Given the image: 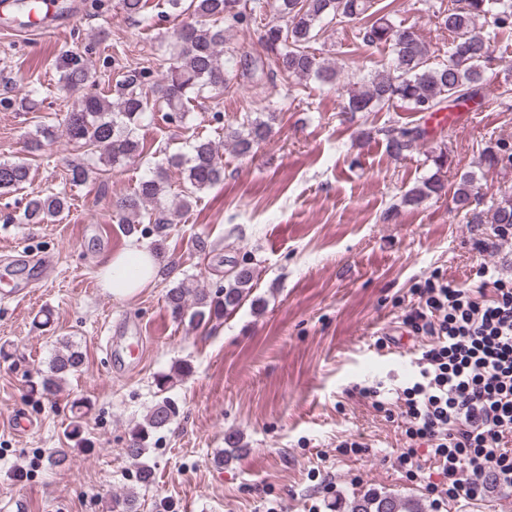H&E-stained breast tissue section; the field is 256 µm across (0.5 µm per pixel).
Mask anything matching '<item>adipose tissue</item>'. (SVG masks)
I'll return each mask as SVG.
<instances>
[{"instance_id": "adipose-tissue-1", "label": "adipose tissue", "mask_w": 512, "mask_h": 512, "mask_svg": "<svg viewBox=\"0 0 512 512\" xmlns=\"http://www.w3.org/2000/svg\"><path fill=\"white\" fill-rule=\"evenodd\" d=\"M157 271L155 254L146 246L136 244L102 259L98 265V279L101 287L114 299L125 300L151 284Z\"/></svg>"}]
</instances>
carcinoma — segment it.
<instances>
[{
    "instance_id": "obj_1",
    "label": "carcinoma",
    "mask_w": 512,
    "mask_h": 512,
    "mask_svg": "<svg viewBox=\"0 0 512 512\" xmlns=\"http://www.w3.org/2000/svg\"><path fill=\"white\" fill-rule=\"evenodd\" d=\"M167 10L152 15L146 12L143 0H123L125 11L147 27L174 16L181 24L172 41L164 48L168 61L165 73L154 75L149 67H134L118 81L114 97L89 90L78 98L63 119L67 139L79 147H90L98 153L99 162L122 167L144 152L136 129L148 112H163L171 122L182 121L186 104L200 98L206 91H222L236 77L228 53L224 20L230 27L262 24L260 37L265 52L274 58L278 70L298 80L316 78L324 84L336 79V70L316 54L310 43L320 37L329 18L341 23L359 25V36L369 46L384 44L391 50L388 68L376 69L368 79L348 92L345 110L372 112L396 102H405L414 112H443L448 104H461L474 98L483 89L485 65L496 52L494 40L478 30L482 24L494 33H512V0H451V6L438 12L440 24L448 30L451 42L448 60L432 66L429 47L411 27L393 24L388 16L375 17L369 12L371 0H273L274 17L267 23L255 10L244 11L241 0H165ZM59 69L63 86L69 90L87 85L90 64L71 51L61 53ZM276 115L268 112L253 117L249 114L237 126L226 128L225 138L240 157L253 155L272 135ZM426 136V130L414 127L385 131L387 151L402 156ZM489 166H512V147L497 142L484 149ZM436 173L407 191L402 203L415 207L427 199L448 195V183L441 175L447 164L445 152L433 159ZM183 168L184 190L171 204L164 203L168 193L167 167ZM96 174L95 167L72 163L68 179L82 185ZM30 168L24 162L0 161V192L10 193L29 181ZM224 179V164L217 146L206 137H195L186 153L166 158L153 176L139 181L134 192L115 201L117 223L126 225L133 234L141 224H171L178 214L188 212L199 194ZM453 202L464 213L469 224H512V196H505L492 213L479 209L480 198L474 191L473 179L464 177L453 191ZM71 203L64 192L32 195L26 198L21 219L27 224H43L69 211ZM255 267L248 260L232 267L226 285L214 291L199 287L194 278H184L168 288L166 306L171 317L197 328L236 311L250 296ZM83 352L64 341L49 360L48 368L36 379L29 380V390L42 396L59 391L69 377L82 370ZM192 373L186 361L178 363L169 373H159L155 386L163 397L146 415L145 421L129 431L125 453L136 465L137 484L146 486L154 480V470L144 461L151 440L169 428L180 416L177 401L169 396L177 380ZM91 410L84 397L72 401V417L66 429L67 439L79 450L89 451L91 445L83 437V420ZM137 495L127 491L112 499V512H137ZM345 512H424L418 499L391 494H364L352 498Z\"/></svg>"
}]
</instances>
